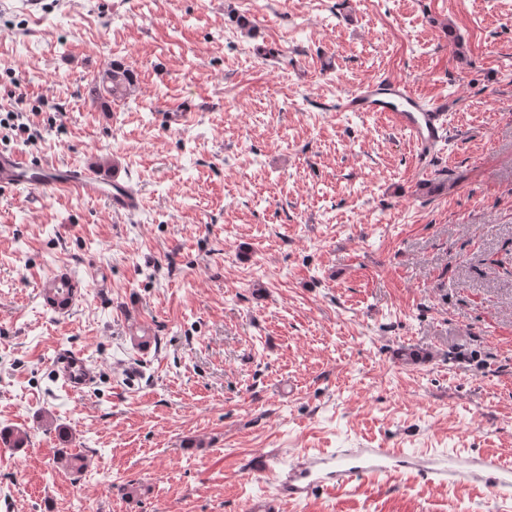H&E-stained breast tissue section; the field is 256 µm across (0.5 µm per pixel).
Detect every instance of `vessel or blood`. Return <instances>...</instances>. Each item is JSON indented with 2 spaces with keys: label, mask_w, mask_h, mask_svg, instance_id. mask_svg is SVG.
<instances>
[{
  "label": "vessel or blood",
  "mask_w": 512,
  "mask_h": 512,
  "mask_svg": "<svg viewBox=\"0 0 512 512\" xmlns=\"http://www.w3.org/2000/svg\"><path fill=\"white\" fill-rule=\"evenodd\" d=\"M344 107L353 112L387 113L395 126L409 133L424 159L444 138L443 113L429 107L399 79L380 78L369 82L350 96ZM45 187L104 201L118 215L133 214L141 204L138 193L120 175L106 178L89 167L55 163L33 154L0 148L1 196ZM51 370L72 394L84 393L94 381L84 356L69 349L57 352ZM254 467L272 478L276 490L255 499L250 512H285L288 502L309 498L320 488L341 489L356 481L394 475L398 453L388 448H358L338 459L323 454L313 457L300 454L286 465L281 464L279 456L268 454L255 462ZM415 469L419 477L434 483H478L499 498L512 497V464L494 455L460 456L446 463L427 457Z\"/></svg>",
  "instance_id": "obj_1"
}]
</instances>
